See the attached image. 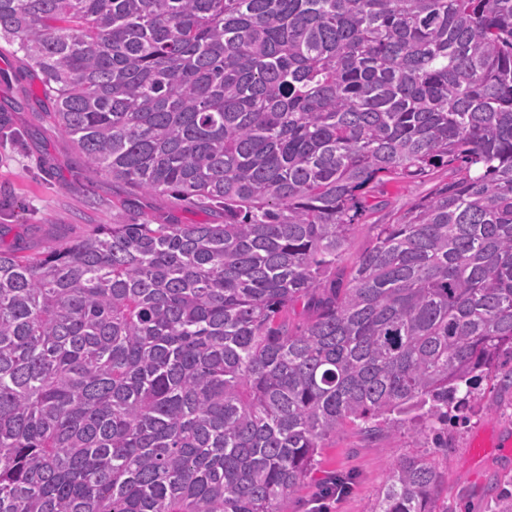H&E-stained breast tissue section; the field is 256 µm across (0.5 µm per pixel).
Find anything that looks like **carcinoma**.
<instances>
[{
	"instance_id": "cac0c4a2",
	"label": "carcinoma",
	"mask_w": 512,
	"mask_h": 512,
	"mask_svg": "<svg viewBox=\"0 0 512 512\" xmlns=\"http://www.w3.org/2000/svg\"><path fill=\"white\" fill-rule=\"evenodd\" d=\"M0 40L90 171L224 213L0 249V512H284L512 351V0H0ZM438 483L404 454L370 512ZM432 186L433 182H422L410 186L390 183L385 188L387 194L384 199L389 200L394 205L401 206L425 195L431 190Z\"/></svg>"
}]
</instances>
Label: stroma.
<instances>
[{"mask_svg": "<svg viewBox=\"0 0 512 512\" xmlns=\"http://www.w3.org/2000/svg\"><path fill=\"white\" fill-rule=\"evenodd\" d=\"M51 109L39 79L0 41V248L33 255L139 217L166 224L223 221L219 211L90 175L74 142L52 127ZM478 442L486 445L479 456L473 453ZM508 442L512 385L493 375L449 423L447 447L406 427L387 436L350 428L329 439L286 510L312 512L324 482L340 475L349 489L328 499L327 512H369L391 463L419 451L429 454L439 475L434 512H498L512 497V454L503 451Z\"/></svg>", "mask_w": 512, "mask_h": 512, "instance_id": "obj_1", "label": "stroma"}]
</instances>
